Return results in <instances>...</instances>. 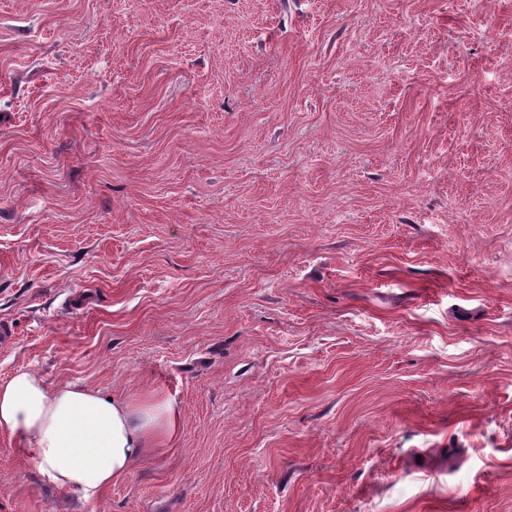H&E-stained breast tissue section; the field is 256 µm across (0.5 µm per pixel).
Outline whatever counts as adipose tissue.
I'll list each match as a JSON object with an SVG mask.
<instances>
[{"instance_id":"adipose-tissue-1","label":"adipose tissue","mask_w":512,"mask_h":512,"mask_svg":"<svg viewBox=\"0 0 512 512\" xmlns=\"http://www.w3.org/2000/svg\"><path fill=\"white\" fill-rule=\"evenodd\" d=\"M178 423V410L158 391L111 399L79 383L50 386L29 369L0 381V433L48 483L87 503L146 452L167 447Z\"/></svg>"}]
</instances>
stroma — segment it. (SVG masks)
<instances>
[{
	"instance_id": "35a3bbf8",
	"label": "stroma",
	"mask_w": 512,
	"mask_h": 512,
	"mask_svg": "<svg viewBox=\"0 0 512 512\" xmlns=\"http://www.w3.org/2000/svg\"><path fill=\"white\" fill-rule=\"evenodd\" d=\"M1 323L180 417L0 512H512V0H0Z\"/></svg>"
}]
</instances>
